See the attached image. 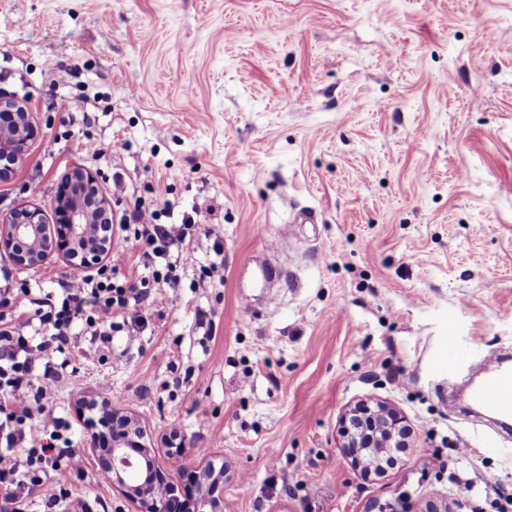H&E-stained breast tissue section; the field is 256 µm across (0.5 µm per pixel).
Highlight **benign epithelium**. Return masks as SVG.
Listing matches in <instances>:
<instances>
[{
	"mask_svg": "<svg viewBox=\"0 0 512 512\" xmlns=\"http://www.w3.org/2000/svg\"><path fill=\"white\" fill-rule=\"evenodd\" d=\"M0 112H20L24 118L26 133L20 137L0 128V155L11 156L17 165L38 129L27 110L12 98L0 96ZM76 178L85 184L86 192L95 194L100 207H106L107 196L92 176L78 169L68 173L61 182L58 220L52 227H46L42 210L33 206L18 208L0 221V249L9 251L18 267H34L57 253L72 256L77 244L91 234L96 243L83 254L82 269L98 264L112 250V228L92 224L90 209L67 204ZM78 413L89 415L86 445L97 452L99 469L110 474L112 484L136 505L137 512H224L223 478L210 469L190 466L178 436L169 442L166 465L153 463L149 480L130 487L124 476L138 470L135 454L140 449L150 452L143 443L144 431L132 418L93 398L81 401ZM408 427L398 411L361 401L344 417V447L356 456L367 448H393L395 437L406 434Z\"/></svg>",
	"mask_w": 512,
	"mask_h": 512,
	"instance_id": "1",
	"label": "benign epithelium"
}]
</instances>
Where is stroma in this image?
<instances>
[{
  "mask_svg": "<svg viewBox=\"0 0 512 512\" xmlns=\"http://www.w3.org/2000/svg\"><path fill=\"white\" fill-rule=\"evenodd\" d=\"M0 93L39 129L0 216L54 222L79 167L121 177L114 215L196 222L136 339L91 355L74 315L48 407L88 512L136 507L98 480L87 394L137 417L158 462L175 434L223 467L224 512H512V432L451 399L512 353V0H0ZM303 209L316 223H294ZM217 240L224 267L198 291ZM273 240L272 302L245 268ZM0 265L49 293L69 261ZM450 333L464 363L443 374ZM362 399L414 428L381 477L342 448Z\"/></svg>",
  "mask_w": 512,
  "mask_h": 512,
  "instance_id": "obj_1",
  "label": "stroma"
}]
</instances>
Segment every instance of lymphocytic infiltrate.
Wrapping results in <instances>:
<instances>
[{
	"label": "lymphocytic infiltrate",
	"mask_w": 512,
	"mask_h": 512,
	"mask_svg": "<svg viewBox=\"0 0 512 512\" xmlns=\"http://www.w3.org/2000/svg\"><path fill=\"white\" fill-rule=\"evenodd\" d=\"M119 228L148 271L136 283L117 280L106 265L92 274L72 269L58 280L56 295L32 298V317L20 322L7 310L10 274L0 273V486L6 512H25L34 494L51 512H87L86 502L68 488L83 470L82 456L70 445L67 423L45 408L64 381L65 365L56 356L68 345L73 317L83 308L91 310L87 331L103 351L131 311L165 306L162 288L178 282L177 264L191 226L159 223L156 211L144 208L122 216ZM37 367L42 374L36 379Z\"/></svg>",
	"instance_id": "1"
}]
</instances>
